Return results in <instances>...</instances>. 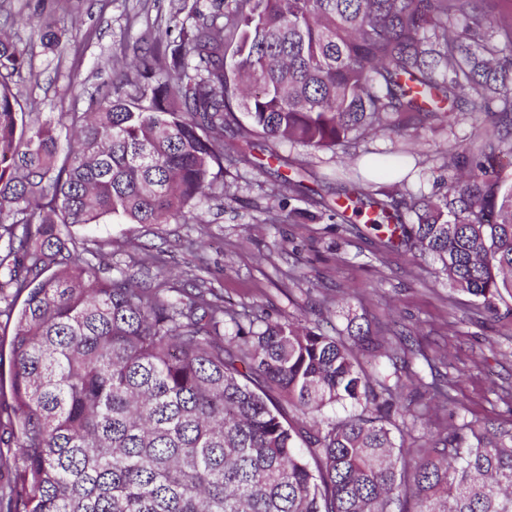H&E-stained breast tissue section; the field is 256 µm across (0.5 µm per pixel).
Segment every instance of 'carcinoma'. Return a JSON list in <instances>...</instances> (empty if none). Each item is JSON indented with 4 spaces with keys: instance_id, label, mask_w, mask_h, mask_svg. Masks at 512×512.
Masks as SVG:
<instances>
[{
    "instance_id": "1",
    "label": "carcinoma",
    "mask_w": 512,
    "mask_h": 512,
    "mask_svg": "<svg viewBox=\"0 0 512 512\" xmlns=\"http://www.w3.org/2000/svg\"><path fill=\"white\" fill-rule=\"evenodd\" d=\"M479 0H240L196 14L171 59L85 112L41 121L10 83L24 50L0 36V319L13 325L17 439L0 512H512V421H466L407 446L415 353L385 332L353 342L302 320L254 330L211 290L168 299L114 276L112 253L72 228L178 224L215 194L224 122L332 150L388 115L472 112L512 123V22ZM37 25L51 48L54 22ZM437 198L411 206L387 244L428 254L456 290L498 314L512 297V141ZM367 223L392 219L373 201ZM458 380L428 385L452 403ZM409 394H404L408 386Z\"/></svg>"
}]
</instances>
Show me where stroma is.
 I'll return each instance as SVG.
<instances>
[{"label": "stroma", "mask_w": 512, "mask_h": 512, "mask_svg": "<svg viewBox=\"0 0 512 512\" xmlns=\"http://www.w3.org/2000/svg\"><path fill=\"white\" fill-rule=\"evenodd\" d=\"M211 0H0V33L27 48L26 77L13 91L40 118L84 110L111 90L127 63L153 43L172 46L194 10ZM54 17L61 40L46 49L33 17ZM398 131L350 134L343 146L314 151L288 141L249 137L244 115L224 125V151L252 140L255 167L225 168L224 194L203 200L202 224L77 226V242L111 243L114 269L148 288H212L235 320L306 316L311 327L343 333L349 319L378 327L394 322L423 353L413 368L459 378L456 404L429 403L411 429L410 447L428 426L462 419L512 420L495 386L512 383V316L490 318L480 303L450 288L432 257L387 247L352 211L339 207L350 184L376 200L393 198L404 222L413 200L445 192L458 178L457 146L484 150L497 112L425 118L394 113Z\"/></svg>", "instance_id": "1"}]
</instances>
